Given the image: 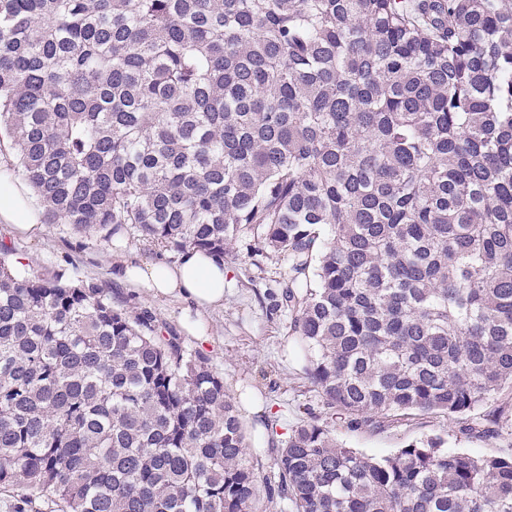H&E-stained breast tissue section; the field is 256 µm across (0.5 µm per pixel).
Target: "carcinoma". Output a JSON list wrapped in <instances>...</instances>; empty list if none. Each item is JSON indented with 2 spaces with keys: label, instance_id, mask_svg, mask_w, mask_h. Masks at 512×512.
<instances>
[{
  "label": "carcinoma",
  "instance_id": "1",
  "mask_svg": "<svg viewBox=\"0 0 512 512\" xmlns=\"http://www.w3.org/2000/svg\"><path fill=\"white\" fill-rule=\"evenodd\" d=\"M0 133L46 224L288 260L289 332L348 424L512 390V0H0ZM11 255L14 512H255L207 358ZM275 465L292 512H512V457L433 440L374 459L312 417Z\"/></svg>",
  "mask_w": 512,
  "mask_h": 512
}]
</instances>
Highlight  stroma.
Instances as JSON below:
<instances>
[{
    "instance_id": "obj_1",
    "label": "stroma",
    "mask_w": 512,
    "mask_h": 512,
    "mask_svg": "<svg viewBox=\"0 0 512 512\" xmlns=\"http://www.w3.org/2000/svg\"><path fill=\"white\" fill-rule=\"evenodd\" d=\"M0 242L11 247L31 273L62 271L72 279L98 282L111 289L113 305L133 312L151 311L163 336L177 337L187 349L203 352L223 378L224 390L232 400H239L247 391L254 393L263 412L243 415L242 420L252 443L250 459L261 476L260 512H285L282 504L271 499L276 481L274 457L291 430L311 414L330 424L341 444L374 458L431 438L441 439L445 448L473 456L512 455L510 390L490 397L477 409L485 416H506L494 438L465 435L463 420L437 412L401 413L381 429L351 428L332 417L319 391L306 378L304 363L288 333V312L281 305L288 264L255 257L250 239L238 240L224 255V306L207 314L211 340L204 346L187 333L180 304L154 300L147 289L128 287L118 278L120 267L128 262H177L181 253L173 247L145 239L132 227L122 238L112 240L95 232H76L65 224L47 225L38 239L17 235L0 224Z\"/></svg>"
}]
</instances>
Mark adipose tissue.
<instances>
[{"instance_id":"1","label":"adipose tissue","mask_w":512,"mask_h":512,"mask_svg":"<svg viewBox=\"0 0 512 512\" xmlns=\"http://www.w3.org/2000/svg\"><path fill=\"white\" fill-rule=\"evenodd\" d=\"M0 223L11 225L18 234L30 239L42 236L38 206L25 182L0 170ZM122 280L134 288H147L158 301L181 303L196 313L224 304V262L218 257L187 250L172 265L159 261L142 262L124 267Z\"/></svg>"}]
</instances>
